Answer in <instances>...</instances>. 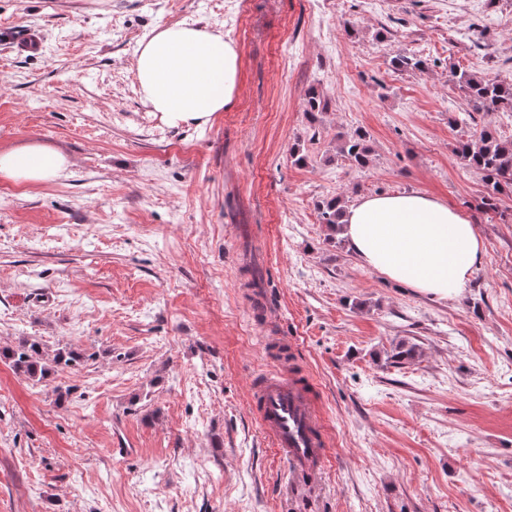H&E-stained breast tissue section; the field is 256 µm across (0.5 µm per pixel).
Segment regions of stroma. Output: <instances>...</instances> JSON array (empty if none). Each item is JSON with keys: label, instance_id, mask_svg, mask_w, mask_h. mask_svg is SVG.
<instances>
[{"label": "stroma", "instance_id": "1", "mask_svg": "<svg viewBox=\"0 0 512 512\" xmlns=\"http://www.w3.org/2000/svg\"><path fill=\"white\" fill-rule=\"evenodd\" d=\"M184 21L241 59L234 102L197 129L154 117L133 67ZM463 71L512 79V0H0V150L71 162L0 178V346L83 356L43 382L0 361V512H512V188L484 211L455 153L485 128L512 140V112L473 111ZM358 128L364 168L337 153ZM404 192L476 226L454 298L368 269L318 218L323 199ZM281 339L328 435L310 487L252 407ZM401 340L418 352L397 365ZM70 161L59 149L27 143L0 151V177L21 184H39L60 177Z\"/></svg>", "mask_w": 512, "mask_h": 512}]
</instances>
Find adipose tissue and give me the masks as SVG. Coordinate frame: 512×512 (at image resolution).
<instances>
[{"label": "adipose tissue", "mask_w": 512, "mask_h": 512, "mask_svg": "<svg viewBox=\"0 0 512 512\" xmlns=\"http://www.w3.org/2000/svg\"><path fill=\"white\" fill-rule=\"evenodd\" d=\"M240 61L222 32L197 22L155 27L140 42L134 71L143 100L169 127L202 126L232 102ZM70 161L59 149L27 143L0 151V177L39 184ZM340 234L365 267L441 299L457 296L484 252L467 215L415 192L356 200Z\"/></svg>", "instance_id": "adipose-tissue-1"}]
</instances>
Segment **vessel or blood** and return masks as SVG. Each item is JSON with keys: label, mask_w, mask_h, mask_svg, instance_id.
I'll return each instance as SVG.
<instances>
[{"label": "vessel or blood", "mask_w": 512, "mask_h": 512, "mask_svg": "<svg viewBox=\"0 0 512 512\" xmlns=\"http://www.w3.org/2000/svg\"><path fill=\"white\" fill-rule=\"evenodd\" d=\"M253 404L264 432L290 473L315 479L325 463L327 440L306 385L293 372L279 371L255 391Z\"/></svg>", "instance_id": "1"}]
</instances>
